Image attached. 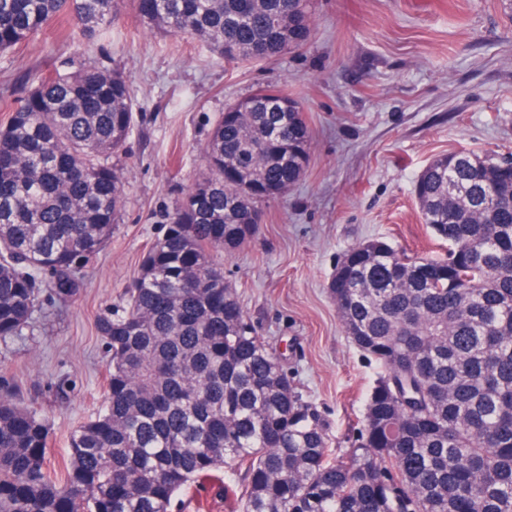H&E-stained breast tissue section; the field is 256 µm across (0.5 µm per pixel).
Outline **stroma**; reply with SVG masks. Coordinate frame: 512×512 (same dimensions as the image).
Instances as JSON below:
<instances>
[{"label": "stroma", "mask_w": 512, "mask_h": 512, "mask_svg": "<svg viewBox=\"0 0 512 512\" xmlns=\"http://www.w3.org/2000/svg\"><path fill=\"white\" fill-rule=\"evenodd\" d=\"M312 20L301 48L229 64L200 41L148 30L126 0L98 41L61 17L0 55V124L25 74L97 59L124 73L140 106L120 162L125 203L106 249L83 271L78 296L63 301L41 287L30 333L0 349V375L52 425L50 467L104 400L99 314L122 306L225 106L263 85L301 102L311 159L296 186L263 203L254 237L214 259L317 405L330 447H349L375 370L345 335L328 283L344 253L370 239L445 255L413 194L435 157L512 159V0H314Z\"/></svg>", "instance_id": "obj_1"}]
</instances>
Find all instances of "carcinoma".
<instances>
[{
  "label": "carcinoma",
  "instance_id": "obj_1",
  "mask_svg": "<svg viewBox=\"0 0 512 512\" xmlns=\"http://www.w3.org/2000/svg\"><path fill=\"white\" fill-rule=\"evenodd\" d=\"M141 24L268 60L310 36V0H135ZM64 14L89 40L120 0H0V54ZM137 102L98 63L31 74L0 126V345L30 329L38 279L61 300L105 249L125 199L113 160ZM301 104L266 86L229 104L203 169L142 257L108 353L103 407L68 436L9 385L0 394V512H171L230 467L238 512H512V161L451 152L417 176L444 257L359 243L328 284L351 343L379 367L351 447L329 448L317 407L258 336L214 254L233 251L309 163Z\"/></svg>",
  "mask_w": 512,
  "mask_h": 512
}]
</instances>
